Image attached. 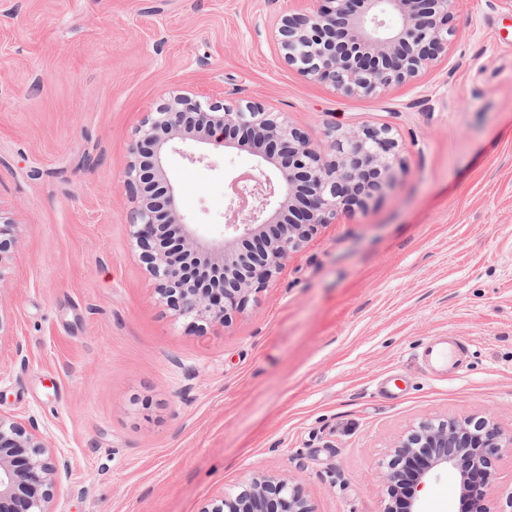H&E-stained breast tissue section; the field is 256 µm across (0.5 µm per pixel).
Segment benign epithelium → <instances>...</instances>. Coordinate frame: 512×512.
<instances>
[{
  "mask_svg": "<svg viewBox=\"0 0 512 512\" xmlns=\"http://www.w3.org/2000/svg\"><path fill=\"white\" fill-rule=\"evenodd\" d=\"M353 2L309 0L305 10L281 16L274 39L288 66L338 92L370 95L418 77L455 35V0H362L358 10ZM232 131L268 141L279 154L258 156V166L273 174L235 181L247 199L230 204L221 237L206 239L182 214L169 161L190 140L196 151L184 158L203 163L210 148H234ZM398 153L387 127L337 132L320 147L260 102L202 101L180 92L163 99L137 131L127 171L132 237L167 305L224 324L320 226L390 189ZM200 264L205 285H186ZM503 450L512 452V431L487 416L421 423L391 449L384 512H422L419 492L443 469L459 473L468 512H498L488 489ZM68 468L35 428L0 415V512H50L58 476ZM202 512L313 510L291 480L260 475Z\"/></svg>",
  "mask_w": 512,
  "mask_h": 512,
  "instance_id": "benign-epithelium-1",
  "label": "benign epithelium"
}]
</instances>
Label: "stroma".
<instances>
[{
    "instance_id": "1",
    "label": "stroma",
    "mask_w": 512,
    "mask_h": 512,
    "mask_svg": "<svg viewBox=\"0 0 512 512\" xmlns=\"http://www.w3.org/2000/svg\"><path fill=\"white\" fill-rule=\"evenodd\" d=\"M301 0H0V415L70 462L52 512H201L259 472L314 512H383L389 452L430 419L512 429V8L457 0L415 80L343 94L281 60ZM252 100L312 143L398 138L392 188L291 254L229 324L159 300L126 169L164 98ZM183 211L221 235L245 151L174 156ZM466 339L459 376L422 346ZM453 472L423 492L457 512Z\"/></svg>"
}]
</instances>
